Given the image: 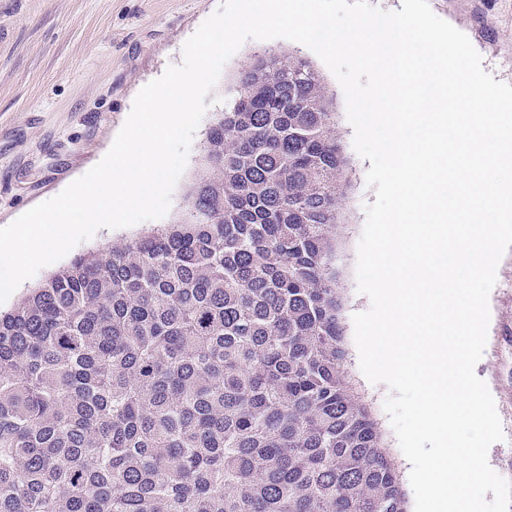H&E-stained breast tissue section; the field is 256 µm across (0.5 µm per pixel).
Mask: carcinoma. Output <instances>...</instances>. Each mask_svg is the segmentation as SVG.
<instances>
[{"label":"carcinoma","mask_w":512,"mask_h":512,"mask_svg":"<svg viewBox=\"0 0 512 512\" xmlns=\"http://www.w3.org/2000/svg\"><path fill=\"white\" fill-rule=\"evenodd\" d=\"M334 94L266 50L184 212L0 313V512H408L350 383Z\"/></svg>","instance_id":"carcinoma-1"}]
</instances>
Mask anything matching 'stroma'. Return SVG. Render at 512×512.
Wrapping results in <instances>:
<instances>
[{"label": "stroma", "mask_w": 512, "mask_h": 512, "mask_svg": "<svg viewBox=\"0 0 512 512\" xmlns=\"http://www.w3.org/2000/svg\"><path fill=\"white\" fill-rule=\"evenodd\" d=\"M432 11L465 33L495 80L512 84V0H428ZM221 0H0V227L62 192L110 149L138 91L182 61L185 41L216 12ZM317 56L286 39L246 40L225 64L207 96L186 168L171 195L167 220L186 206L201 166L200 147L213 117L233 93L238 72L266 47ZM339 128L351 160V189L337 268L346 288L344 319L369 309L357 289V245L365 206L375 193L366 182L370 161L353 147L344 93L331 72ZM490 323L475 367L495 400L505 438L488 450L492 469L512 481V249L501 258L489 295ZM344 346L356 390L371 404L402 474L411 465L384 410L390 393L370 383L358 365L353 334Z\"/></svg>", "instance_id": "obj_1"}]
</instances>
